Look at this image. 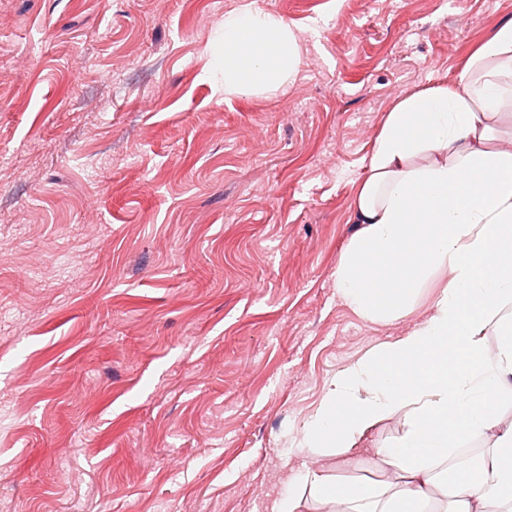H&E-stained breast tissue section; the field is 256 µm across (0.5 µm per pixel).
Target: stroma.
I'll list each match as a JSON object with an SVG mask.
<instances>
[{"label": "stroma", "mask_w": 512, "mask_h": 512, "mask_svg": "<svg viewBox=\"0 0 512 512\" xmlns=\"http://www.w3.org/2000/svg\"><path fill=\"white\" fill-rule=\"evenodd\" d=\"M250 6L300 35L277 91L209 74ZM512 0H0V512H269L336 373L425 319L356 314L336 265L405 96Z\"/></svg>", "instance_id": "1"}]
</instances>
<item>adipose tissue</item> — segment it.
I'll list each match as a JSON object with an SVG mask.
<instances>
[{
	"label": "adipose tissue",
	"mask_w": 512,
	"mask_h": 512,
	"mask_svg": "<svg viewBox=\"0 0 512 512\" xmlns=\"http://www.w3.org/2000/svg\"><path fill=\"white\" fill-rule=\"evenodd\" d=\"M299 37L280 16L243 8L225 21L214 72L225 96L276 90L296 74ZM512 72V20L502 23L453 85L403 98L389 112L352 203L361 227L342 250L336 285L363 318L392 323L409 313L429 277L446 280L427 318L339 371L306 423L302 447L349 458L368 429L402 413L396 445L376 449L396 486L319 470L274 512L304 498L343 512H512V428L478 469L442 468L458 440L494 421L484 406L512 395V147H493ZM498 338L494 361L484 338Z\"/></svg>",
	"instance_id": "adipose-tissue-1"
}]
</instances>
